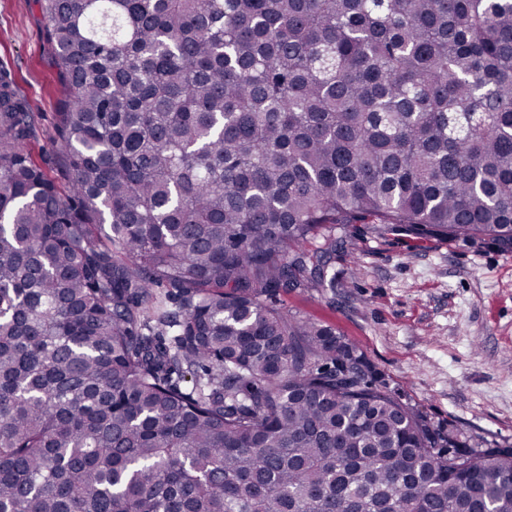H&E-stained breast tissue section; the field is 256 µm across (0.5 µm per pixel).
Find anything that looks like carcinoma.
<instances>
[{
  "mask_svg": "<svg viewBox=\"0 0 512 512\" xmlns=\"http://www.w3.org/2000/svg\"><path fill=\"white\" fill-rule=\"evenodd\" d=\"M38 4L66 183L1 70L0 512H512V448L274 305L325 226L512 250V0Z\"/></svg>",
  "mask_w": 512,
  "mask_h": 512,
  "instance_id": "carcinoma-1",
  "label": "carcinoma"
}]
</instances>
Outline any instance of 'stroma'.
<instances>
[{"instance_id":"stroma-1","label":"stroma","mask_w":512,"mask_h":512,"mask_svg":"<svg viewBox=\"0 0 512 512\" xmlns=\"http://www.w3.org/2000/svg\"><path fill=\"white\" fill-rule=\"evenodd\" d=\"M35 118L27 149L62 177L53 117L64 95L37 0H0V65ZM319 288L278 304L355 343L404 402L475 448L512 447V252L351 224Z\"/></svg>"}]
</instances>
